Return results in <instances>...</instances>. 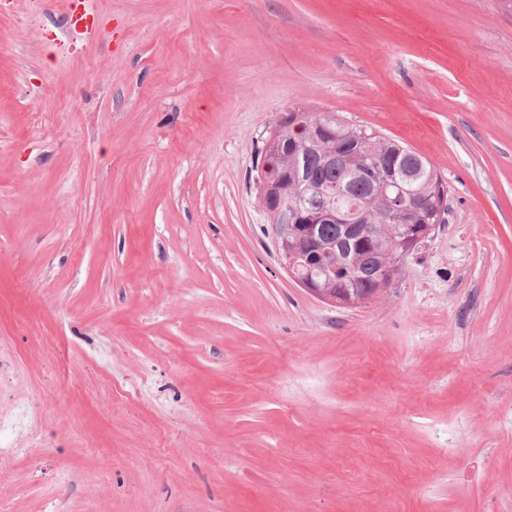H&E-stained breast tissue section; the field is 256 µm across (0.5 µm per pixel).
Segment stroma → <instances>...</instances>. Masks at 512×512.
Listing matches in <instances>:
<instances>
[{"label": "stroma", "mask_w": 512, "mask_h": 512, "mask_svg": "<svg viewBox=\"0 0 512 512\" xmlns=\"http://www.w3.org/2000/svg\"><path fill=\"white\" fill-rule=\"evenodd\" d=\"M293 107L448 184L363 305L273 247ZM0 415L11 512H512L504 0H0Z\"/></svg>", "instance_id": "stroma-1"}]
</instances>
